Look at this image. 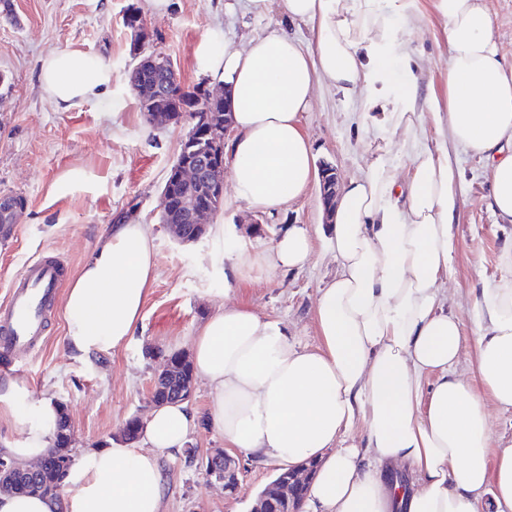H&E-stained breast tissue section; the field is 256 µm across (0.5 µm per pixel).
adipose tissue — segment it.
I'll return each mask as SVG.
<instances>
[{"label":"adipose tissue","instance_id":"ef3b65f1","mask_svg":"<svg viewBox=\"0 0 512 512\" xmlns=\"http://www.w3.org/2000/svg\"><path fill=\"white\" fill-rule=\"evenodd\" d=\"M309 26L312 47L279 27L247 48L204 37L201 76L223 86L235 134L230 179L249 208L273 212L302 197L315 177L301 117L315 85L357 100L365 127L400 136L337 188L328 246L335 277L319 290L321 344L290 342L277 322L221 305L192 339L193 369L212 396L207 421L227 447L284 464L316 461L303 512H512V441L488 453L481 390L512 411V254L507 276L472 301V380L458 374L461 319L442 285L453 268L460 208L457 147L491 162V208L512 223V68L492 34L484 0H436L448 39V102L418 100L419 65L396 20L414 0H277ZM38 80L56 109L100 96L107 65L81 50L41 61ZM439 136L423 142L426 120ZM409 154L408 175L400 156ZM312 252L307 225L285 226L268 249L237 248L231 276L294 271ZM146 225L102 236L65 298L68 346L109 353L133 335L156 278ZM431 385H424L425 377ZM0 408L19 413L26 438L6 456L31 464L55 440L58 405L9 382ZM363 435H355L356 423ZM197 414L185 402L153 409L139 443L79 449L61 499L0 494V512H161L160 454L188 444ZM407 481L392 479L393 470Z\"/></svg>","mask_w":512,"mask_h":512}]
</instances>
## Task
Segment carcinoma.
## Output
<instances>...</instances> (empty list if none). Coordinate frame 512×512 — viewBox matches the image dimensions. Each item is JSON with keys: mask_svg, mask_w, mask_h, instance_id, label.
<instances>
[{"mask_svg": "<svg viewBox=\"0 0 512 512\" xmlns=\"http://www.w3.org/2000/svg\"><path fill=\"white\" fill-rule=\"evenodd\" d=\"M154 54L141 56L139 63L130 73V82L139 89L141 99L154 104L156 109L175 108L174 123L195 112H224V103L209 99L205 83L184 86L180 81L161 67L152 65ZM175 363L172 371L159 378L154 386L152 399L166 403L179 399L189 401L193 392V370L190 361L181 355L171 356ZM68 420L62 412L56 422V435L52 448L43 458V467L30 471L21 463L11 461V466L0 470V491L12 494H27L45 497H58L56 489L62 466L73 464V439L64 436Z\"/></svg>", "mask_w": 512, "mask_h": 512, "instance_id": "carcinoma-1", "label": "carcinoma"}]
</instances>
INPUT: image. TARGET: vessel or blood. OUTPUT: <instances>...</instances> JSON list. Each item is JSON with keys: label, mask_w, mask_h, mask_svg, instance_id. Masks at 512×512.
Returning a JSON list of instances; mask_svg holds the SVG:
<instances>
[{"label": "vessel or blood", "mask_w": 512, "mask_h": 512, "mask_svg": "<svg viewBox=\"0 0 512 512\" xmlns=\"http://www.w3.org/2000/svg\"><path fill=\"white\" fill-rule=\"evenodd\" d=\"M63 274L62 260L45 255L28 262L16 275L0 304V367L10 368L40 348Z\"/></svg>", "instance_id": "obj_1"}]
</instances>
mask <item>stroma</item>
Instances as JSON below:
<instances>
[{
  "label": "stroma",
  "instance_id": "obj_1",
  "mask_svg": "<svg viewBox=\"0 0 512 512\" xmlns=\"http://www.w3.org/2000/svg\"><path fill=\"white\" fill-rule=\"evenodd\" d=\"M10 15L0 14V196H21L25 206L7 238H0V301L15 275L30 260L46 254L65 264L62 288H69L91 257L97 240L116 220L147 225L155 244L157 279L133 336L112 353L80 354L65 342L63 310H56L42 348L10 371L0 370V389L23 379L35 398L63 405L74 445L86 448L118 437L132 416L148 417L152 380L172 353H189L201 323L220 302H229L261 318L277 321L290 340L311 348L321 339L315 320L319 290L336 274L327 249L328 226L318 185L275 214L255 211L224 189V207L213 221L224 235L206 233L198 242L176 241L161 220V188L189 130L188 125H150L140 112L129 73L139 58L132 33L122 22L128 5L137 6L153 36L145 52L169 57L179 80L200 82L195 51L211 32L244 48L268 28L278 26L309 40L308 26L288 20L281 7L254 14L249 0H170L157 12L152 0H9ZM413 25H400L412 36L420 67L419 94L439 102L448 98V41L439 25L434 0H419ZM80 49L110 66L107 91L68 111L56 109L41 91L36 62L49 53ZM313 144L317 163L330 164L345 180L367 169L397 141L361 128L360 110L335 88L317 85L312 109L301 121ZM461 179L458 241L453 271L444 285L446 306L463 323L458 371L468 374L473 353L471 304L482 282L505 276L504 248L512 244V224L501 223L489 207L490 175L478 154L458 155ZM289 224L307 225L313 254L300 270L253 272L225 280L230 264L226 240L257 249L270 246ZM190 406L200 422L189 442L194 457H162V512H250L275 474L276 464L235 453L240 467L235 494L208 481L207 457L224 439L205 417L211 396L195 381Z\"/></svg>",
  "mask_w": 512,
  "mask_h": 512
}]
</instances>
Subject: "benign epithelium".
I'll return each instance as SVG.
<instances>
[{
  "label": "benign epithelium",
  "mask_w": 512,
  "mask_h": 512,
  "mask_svg": "<svg viewBox=\"0 0 512 512\" xmlns=\"http://www.w3.org/2000/svg\"><path fill=\"white\" fill-rule=\"evenodd\" d=\"M232 132V118L230 111L224 115L211 112H200L194 116V124L188 139L185 140L184 152L193 154L194 158L182 159L176 162L172 169L168 185L185 192L180 197V205L170 204L169 194L162 195V210L167 214L179 213L180 217L193 224H204L214 214L207 206L197 204L188 191L196 189L224 195V145L225 140ZM338 184L337 176L330 167L322 168L320 176V192L324 204H329ZM20 207L9 196L0 197V227L9 228L16 223ZM311 470L302 463L285 467L279 481V490L271 495L262 496L252 508L251 512H298L295 499L300 491L310 483ZM224 484V490L232 492L239 484L238 470L231 463L229 456H224V477L216 478Z\"/></svg>",
  "instance_id": "obj_1"
}]
</instances>
